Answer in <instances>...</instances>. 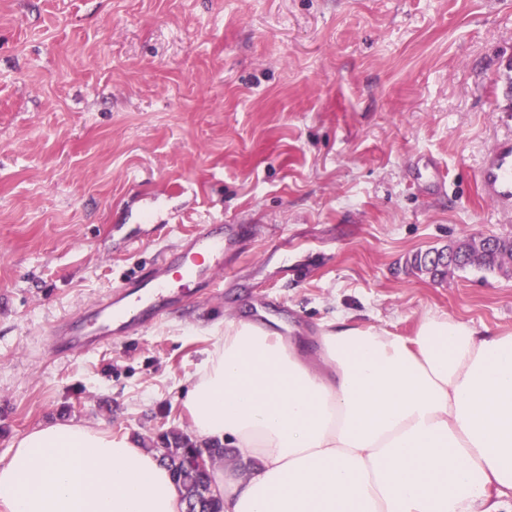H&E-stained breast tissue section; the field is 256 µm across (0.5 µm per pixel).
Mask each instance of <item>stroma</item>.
<instances>
[{
	"label": "stroma",
	"instance_id": "35a3bbf8",
	"mask_svg": "<svg viewBox=\"0 0 512 512\" xmlns=\"http://www.w3.org/2000/svg\"><path fill=\"white\" fill-rule=\"evenodd\" d=\"M512 0H0V459L75 420L150 446L255 308L319 335L422 316L512 328V278L407 258L512 239L483 156L512 136ZM424 157L446 177L416 181ZM200 224L224 292L99 351L45 336ZM287 274H280V265Z\"/></svg>",
	"mask_w": 512,
	"mask_h": 512
}]
</instances>
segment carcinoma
Segmentation results:
<instances>
[{"instance_id":"carcinoma-1","label":"carcinoma","mask_w":512,"mask_h":512,"mask_svg":"<svg viewBox=\"0 0 512 512\" xmlns=\"http://www.w3.org/2000/svg\"><path fill=\"white\" fill-rule=\"evenodd\" d=\"M440 253L448 255L443 265L429 267V252H416L410 265L421 274L444 279L457 271L476 268L504 278H512V240L496 239L492 247L484 245V239L465 237L452 241ZM159 456L181 490V503L189 512H224V499L210 493V469L197 463V446L184 434L170 430L151 446Z\"/></svg>"}]
</instances>
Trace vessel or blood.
<instances>
[{"instance_id": "b4317fda", "label": "vessel or blood", "mask_w": 512, "mask_h": 512, "mask_svg": "<svg viewBox=\"0 0 512 512\" xmlns=\"http://www.w3.org/2000/svg\"><path fill=\"white\" fill-rule=\"evenodd\" d=\"M481 191L503 210L512 209V138L499 140L479 170ZM225 229L200 225L179 248L162 252L150 274L124 281L87 307L80 317L52 324V347L59 357L89 353L118 337L136 335L166 315L181 310L195 289L222 293Z\"/></svg>"}]
</instances>
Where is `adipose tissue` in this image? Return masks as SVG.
<instances>
[{"label": "adipose tissue", "mask_w": 512, "mask_h": 512, "mask_svg": "<svg viewBox=\"0 0 512 512\" xmlns=\"http://www.w3.org/2000/svg\"><path fill=\"white\" fill-rule=\"evenodd\" d=\"M183 405L234 449L224 512H500L512 494V330L428 314L414 337L341 320L315 346L235 321ZM7 512H178L156 454L76 421L0 460Z\"/></svg>", "instance_id": "obj_1"}]
</instances>
